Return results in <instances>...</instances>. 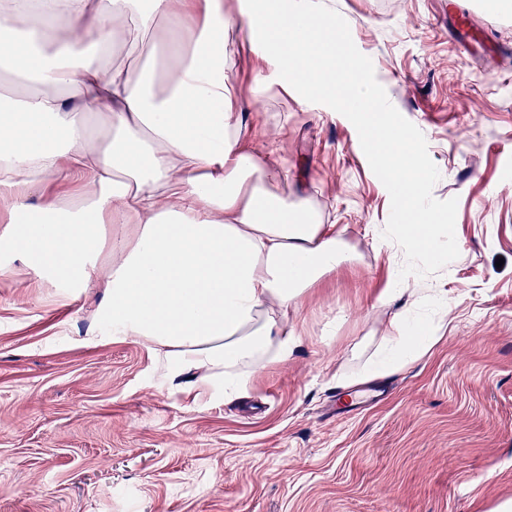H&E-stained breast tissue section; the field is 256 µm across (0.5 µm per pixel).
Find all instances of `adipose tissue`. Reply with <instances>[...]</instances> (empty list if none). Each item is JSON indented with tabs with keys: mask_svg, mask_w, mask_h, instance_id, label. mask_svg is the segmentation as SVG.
<instances>
[{
	"mask_svg": "<svg viewBox=\"0 0 512 512\" xmlns=\"http://www.w3.org/2000/svg\"><path fill=\"white\" fill-rule=\"evenodd\" d=\"M244 41L262 39L291 84L346 87L330 102L366 126L365 143L400 203L379 249L402 244L410 262L379 298L406 295L365 364L392 374L433 345L429 313L446 305L420 288L421 267H446L449 225L421 205L425 166L394 121L370 122L373 90L361 67L334 69L335 39L310 0H244ZM228 0H0V60L33 89L0 98V274L26 263L48 283L100 288L94 320L113 339L146 342L164 382L186 396H236L302 343L291 312L348 259L335 225L275 192L277 167L242 143V113L226 68ZM135 21L144 57L114 63ZM56 205H31L50 186ZM131 233L104 261L105 228Z\"/></svg>",
	"mask_w": 512,
	"mask_h": 512,
	"instance_id": "ef3b65f1",
	"label": "adipose tissue"
}]
</instances>
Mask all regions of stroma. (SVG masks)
I'll return each instance as SVG.
<instances>
[{"label":"stroma","mask_w":512,"mask_h":512,"mask_svg":"<svg viewBox=\"0 0 512 512\" xmlns=\"http://www.w3.org/2000/svg\"><path fill=\"white\" fill-rule=\"evenodd\" d=\"M335 66L359 62L425 164L423 205L452 225L438 340L330 414L402 300L376 229L389 177L359 124L289 83L266 52L231 54L244 141L279 164L353 256L300 301L294 357L241 396L191 400L147 343L93 333L97 292L21 261L0 276V512H500L512 502V10L484 0H313ZM468 13L459 20L454 5ZM261 111H250L254 95Z\"/></svg>","instance_id":"1"}]
</instances>
